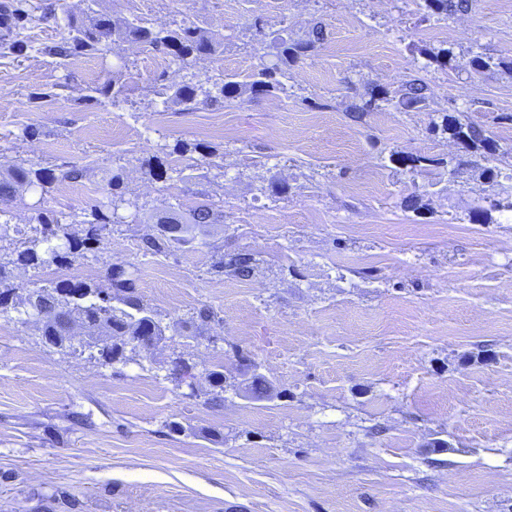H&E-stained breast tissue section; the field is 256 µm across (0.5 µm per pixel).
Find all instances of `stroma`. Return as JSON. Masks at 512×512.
<instances>
[{
	"label": "stroma",
	"instance_id": "obj_1",
	"mask_svg": "<svg viewBox=\"0 0 512 512\" xmlns=\"http://www.w3.org/2000/svg\"><path fill=\"white\" fill-rule=\"evenodd\" d=\"M75 2L0 0V164L58 176L0 204V258L44 212L84 236L112 180L135 207L83 256L0 284V512H512V212L470 219L486 199L511 200L512 181L489 180L493 159L434 128L456 115L512 153V70L473 79L425 57L479 46L512 59V0L448 18L420 16L416 0H97L223 38L188 70L138 43L49 55ZM316 23L324 37L284 91L191 112L173 102L189 80L273 63L271 32L300 38ZM410 76L427 84L426 107L381 101L355 117L372 87ZM111 82L118 97L99 92ZM395 152L444 165L413 172ZM151 158L166 179L146 174ZM72 167L81 179H64ZM202 202L223 223L175 254L140 251L154 216ZM240 249L262 261L253 277L215 273ZM111 266L131 273L165 341L107 364L44 344L20 314L29 289L101 286ZM204 305L217 319L188 337ZM180 354L194 386L169 373ZM244 355L276 397L230 388L211 404L205 370L234 379Z\"/></svg>",
	"mask_w": 512,
	"mask_h": 512
}]
</instances>
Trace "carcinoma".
I'll return each mask as SVG.
<instances>
[{
    "instance_id": "cac0c4a2",
    "label": "carcinoma",
    "mask_w": 512,
    "mask_h": 512,
    "mask_svg": "<svg viewBox=\"0 0 512 512\" xmlns=\"http://www.w3.org/2000/svg\"><path fill=\"white\" fill-rule=\"evenodd\" d=\"M97 0H78L75 11L67 15L68 37L63 45L54 49V54L67 57L74 52L98 51L109 41H128L144 44L155 51L172 56L182 68H189L201 58L216 55L221 49V41L199 27H180L178 29H153L140 19H118L109 14L94 10ZM422 8L426 15H452L466 12L471 0H422ZM321 25H314L306 37L301 39L277 38V61L264 65L249 75V81L240 82L235 76H225L213 88L204 84H184L176 88L174 98L186 109H194L203 103L230 104L244 94H267L284 89L282 78L288 70L302 57L306 56L322 40ZM506 66L512 69L509 61H494L492 57L477 53L464 63L457 61L456 55L449 48H441L427 53V66L441 69H464L473 77L478 78L494 67ZM428 86L419 78H411L400 85L396 106L410 109H421L427 101ZM434 128L449 135V138L462 144L467 149H482L493 155L497 147L484 130L472 123L463 122L458 117L444 115L441 123ZM395 162L410 164L416 170L423 166L438 167L442 161L425 156L391 157ZM55 175L47 168L34 169L23 164H12L0 172V201L12 200L15 195L26 187L37 185L46 188L52 184ZM118 176H112V193L108 202L109 213L100 211L92 213L93 221L89 222L85 237L81 240L67 238V246L53 244L63 231L59 220L43 216L36 235L23 242L21 249L13 253V257L5 262L0 261V279L5 277L8 265L39 268L58 264L69 257L83 254L90 241L98 240L99 234L94 231L97 226L122 223L119 210L131 205V202L118 192ZM502 209L512 210V202L504 204L492 200L489 206L476 209L470 220L481 224L492 222V212ZM224 218V212L217 210L211 203L197 205L191 213V222L183 223L177 214L169 213L157 217L156 223L169 224L173 235L159 237L147 234L142 238V249L146 253H167L188 242L191 229L207 224H218ZM259 266V259L249 250L227 253L215 264L216 272L235 276L241 280L251 278ZM108 288L101 289L85 282H58L49 287L34 289L39 306L47 321L41 328V336L46 344L64 348L69 342L68 330L73 321V313H78L85 330L91 333L109 336V342L97 352L98 358L107 363H118L126 360L127 348H135L134 341L142 336L145 330L146 316L152 314L143 303L135 280L122 267H110L106 271ZM120 306H115L112 301ZM206 379L213 388L211 403L219 405L224 401V366L218 364L206 370Z\"/></svg>"
}]
</instances>
